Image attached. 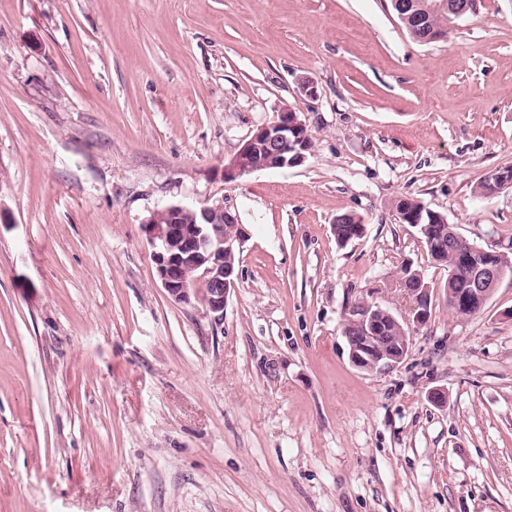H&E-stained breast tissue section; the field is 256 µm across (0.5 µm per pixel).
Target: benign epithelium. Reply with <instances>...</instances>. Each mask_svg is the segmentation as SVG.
<instances>
[{
	"mask_svg": "<svg viewBox=\"0 0 512 512\" xmlns=\"http://www.w3.org/2000/svg\"><path fill=\"white\" fill-rule=\"evenodd\" d=\"M394 6L415 19L421 28L422 41L447 39L448 29L430 25L431 15L438 13L452 20L478 9V0H394ZM309 137L305 125L290 109L277 112L274 120L258 128L224 165V178L235 179L271 167L283 169L304 162ZM193 213L200 223L184 224L182 217ZM143 232L152 248L157 276L168 296L175 302L189 304L200 300L205 308L221 317L224 305L237 277L232 257L244 237V229L236 215L224 203H207L200 207L171 204L154 210L143 221ZM499 252L471 246L463 256L469 267L468 293L451 297L457 315L469 316L474 308H482L501 279L497 264ZM204 287L197 288L195 284ZM401 286L412 302V322L419 326L426 317L430 290L401 278ZM374 303L355 302L344 309L343 333L349 346V360L359 369L386 372L397 368L409 352V329L401 327V335L388 336L377 318Z\"/></svg>",
	"mask_w": 512,
	"mask_h": 512,
	"instance_id": "7a95c632",
	"label": "benign epithelium"
}]
</instances>
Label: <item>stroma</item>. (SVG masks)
I'll return each instance as SVG.
<instances>
[{"instance_id": "obj_1", "label": "stroma", "mask_w": 512, "mask_h": 512, "mask_svg": "<svg viewBox=\"0 0 512 512\" xmlns=\"http://www.w3.org/2000/svg\"><path fill=\"white\" fill-rule=\"evenodd\" d=\"M285 107L305 161L225 180ZM503 167L512 0L431 44L390 0H0V512H512V276L457 317L395 209L512 253V188L474 191ZM216 199L245 230L219 323L142 231ZM407 264L431 316L359 370L342 311L407 317Z\"/></svg>"}]
</instances>
